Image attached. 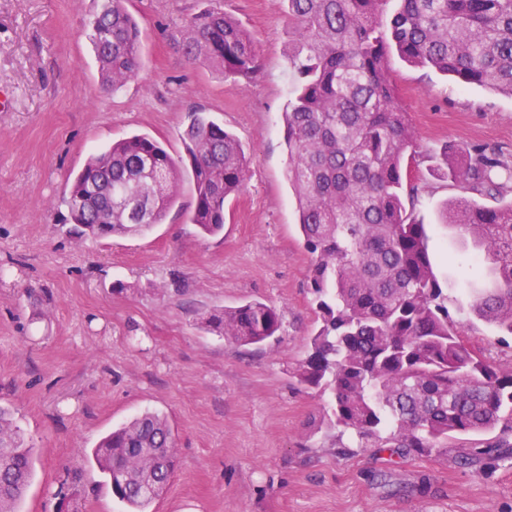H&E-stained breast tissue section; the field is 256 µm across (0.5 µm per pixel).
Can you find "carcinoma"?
<instances>
[{
	"instance_id": "1",
	"label": "carcinoma",
	"mask_w": 512,
	"mask_h": 512,
	"mask_svg": "<svg viewBox=\"0 0 512 512\" xmlns=\"http://www.w3.org/2000/svg\"><path fill=\"white\" fill-rule=\"evenodd\" d=\"M282 0L288 17L292 89L282 113L286 179L311 255L310 288L321 324L294 370L298 383L334 391V424L360 448L400 459L448 452L454 434L501 429L512 436V373H502L461 339L448 289L429 253L428 225L408 216L404 177L417 139L390 75L397 53L409 66L512 97V0ZM89 40L103 87L114 90L142 68L140 30L124 0H102ZM187 57L224 79L259 67L255 38L213 7L186 21ZM188 164L157 140L133 134L92 154L63 202L79 238L139 236L162 223L177 190L194 193L189 223L205 235L224 229V203L247 180L244 146L200 113L184 131ZM444 175L470 192L512 194V166L496 150L444 151ZM440 223L470 239L494 285L470 284L469 314L512 336V200L497 208L466 198L447 204ZM199 326L242 346L261 345L281 327L276 308L248 302L214 309ZM168 419L145 412L102 437L92 451L112 493L129 512H149L175 468ZM31 449L0 408V512H19ZM512 459L500 437L454 456L483 473Z\"/></svg>"
}]
</instances>
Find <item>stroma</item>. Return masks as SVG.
Returning <instances> with one entry per match:
<instances>
[{
  "instance_id": "35a3bbf8",
  "label": "stroma",
  "mask_w": 512,
  "mask_h": 512,
  "mask_svg": "<svg viewBox=\"0 0 512 512\" xmlns=\"http://www.w3.org/2000/svg\"><path fill=\"white\" fill-rule=\"evenodd\" d=\"M101 0H0V406L32 450L20 512H125L90 459L98 440L133 416L165 415L175 472L151 512H512V464L479 474L452 457L390 458L331 427V395L293 376L318 327L311 256L285 178L282 114L292 86L281 0H125L142 32L139 76L101 87L87 23ZM218 6L255 36L259 69L230 82L189 60L180 31ZM420 147L419 192L406 209L430 224L448 306L464 284L487 282L471 247L438 223L464 197L439 176L444 148L483 144L512 162V98L391 60ZM200 112L247 148L244 190L224 207V231L186 221L182 186L163 223L134 237L77 239L62 203L88 156L142 133L185 155ZM274 306L277 336L243 347L197 325L215 308ZM465 341L503 372L512 337L483 323Z\"/></svg>"
}]
</instances>
